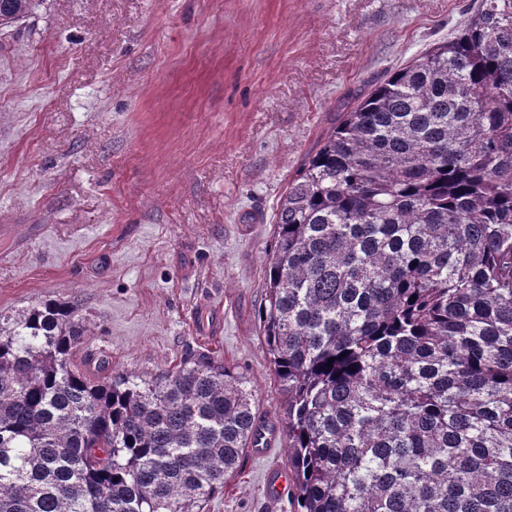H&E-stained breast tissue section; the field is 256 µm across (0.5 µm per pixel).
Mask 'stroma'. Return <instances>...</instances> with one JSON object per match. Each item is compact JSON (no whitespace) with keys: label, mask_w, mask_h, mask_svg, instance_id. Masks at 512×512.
<instances>
[{"label":"stroma","mask_w":512,"mask_h":512,"mask_svg":"<svg viewBox=\"0 0 512 512\" xmlns=\"http://www.w3.org/2000/svg\"><path fill=\"white\" fill-rule=\"evenodd\" d=\"M475 0H42L0 29V315L79 304L76 364L213 354L286 422L260 333L277 206L355 95ZM244 453L203 512H291Z\"/></svg>","instance_id":"stroma-1"}]
</instances>
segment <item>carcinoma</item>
<instances>
[{"label":"carcinoma","mask_w":512,"mask_h":512,"mask_svg":"<svg viewBox=\"0 0 512 512\" xmlns=\"http://www.w3.org/2000/svg\"><path fill=\"white\" fill-rule=\"evenodd\" d=\"M77 311L0 323V512H202L255 434L247 381L92 377ZM260 323L293 512H512V0L341 113L278 205Z\"/></svg>","instance_id":"carcinoma-1"}]
</instances>
